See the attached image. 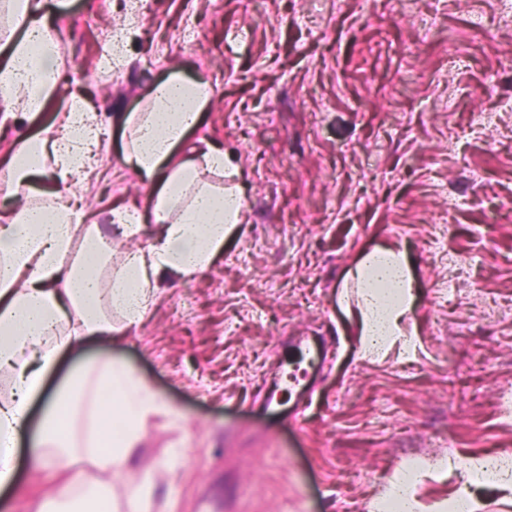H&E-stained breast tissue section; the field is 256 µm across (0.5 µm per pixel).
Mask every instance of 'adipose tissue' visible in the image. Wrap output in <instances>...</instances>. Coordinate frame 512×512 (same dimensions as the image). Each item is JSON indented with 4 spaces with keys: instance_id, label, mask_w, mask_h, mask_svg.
<instances>
[{
    "instance_id": "ef3b65f1",
    "label": "adipose tissue",
    "mask_w": 512,
    "mask_h": 512,
    "mask_svg": "<svg viewBox=\"0 0 512 512\" xmlns=\"http://www.w3.org/2000/svg\"><path fill=\"white\" fill-rule=\"evenodd\" d=\"M44 0H0V124L15 113L38 116L51 98L59 50L45 21ZM214 95L204 78L171 73L135 112L125 113L123 154L152 191L151 228L137 210H114V233L130 239L149 230L147 247L113 263L112 246L72 191L74 178L88 176L96 117L82 98H72L64 135L44 128L21 139L12 151L9 179L0 193L12 201L0 213V371L10 393L0 399V493L23 490L20 464L68 466L77 450L98 465L130 472L126 512H143L152 492L148 470L135 467L146 420L160 400L126 362H89L65 386L43 397L45 378L62 355L91 344L121 341L140 325L161 284L203 275L224 251L241 222L244 199L233 182L239 167L218 147L171 165L175 147L195 129ZM56 174L50 193L35 176ZM228 187L209 182L210 174ZM347 278L358 290L353 311L362 354L415 351L413 318L417 291L404 250L378 246L363 253ZM43 400L40 418L31 406ZM84 424V438L75 427ZM418 468L404 464L397 481L373 504L374 512H421L414 495ZM114 487L103 481L68 480L46 496L39 512H115Z\"/></svg>"
}]
</instances>
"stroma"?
<instances>
[{"label": "stroma", "mask_w": 512, "mask_h": 512, "mask_svg": "<svg viewBox=\"0 0 512 512\" xmlns=\"http://www.w3.org/2000/svg\"><path fill=\"white\" fill-rule=\"evenodd\" d=\"M68 0L51 16L60 77L37 118L0 128V159L96 107V177L75 190L102 230L116 204L150 213L125 165L121 114L171 69L215 88L174 162L223 146L244 218L203 276L163 283L144 322L83 360L128 362L165 404L144 424L149 512H369L399 461H431L425 512L455 494L437 464L512 457V0ZM124 65L100 62L115 28ZM405 249L418 287L414 355L361 357L342 284L359 255ZM326 361L313 401L274 389L299 338ZM24 470L0 512H38L59 483Z\"/></svg>", "instance_id": "stroma-1"}]
</instances>
